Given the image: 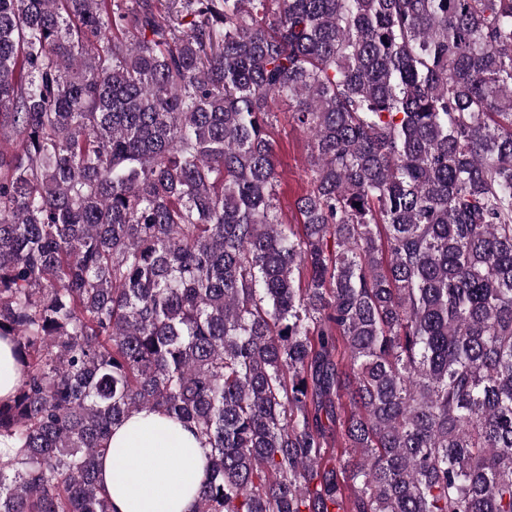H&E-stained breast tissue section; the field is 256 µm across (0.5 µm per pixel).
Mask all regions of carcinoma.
<instances>
[{
    "mask_svg": "<svg viewBox=\"0 0 512 512\" xmlns=\"http://www.w3.org/2000/svg\"><path fill=\"white\" fill-rule=\"evenodd\" d=\"M2 135L0 512L142 410L196 512H512V0H0ZM276 117L268 128L276 154L279 206L288 224H300L295 200L310 186L311 162L307 137L296 125L288 100L274 106ZM20 379L13 358L12 344L8 339H0V398L13 394Z\"/></svg>",
    "mask_w": 512,
    "mask_h": 512,
    "instance_id": "carcinoma-1",
    "label": "carcinoma"
}]
</instances>
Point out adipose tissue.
Segmentation results:
<instances>
[{"mask_svg":"<svg viewBox=\"0 0 512 512\" xmlns=\"http://www.w3.org/2000/svg\"><path fill=\"white\" fill-rule=\"evenodd\" d=\"M204 460L187 427L141 411L113 427L99 480L113 512H195Z\"/></svg>","mask_w":512,"mask_h":512,"instance_id":"adipose-tissue-1","label":"adipose tissue"}]
</instances>
